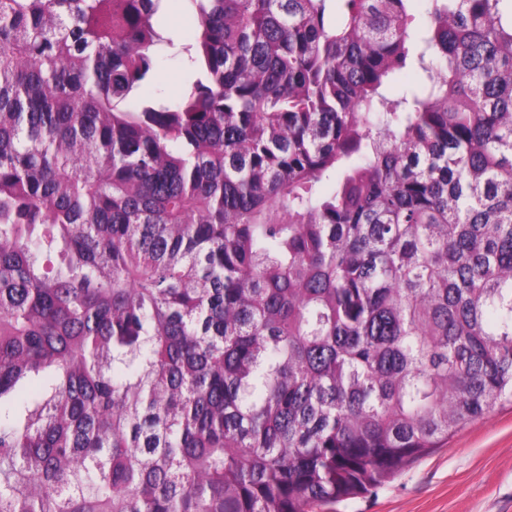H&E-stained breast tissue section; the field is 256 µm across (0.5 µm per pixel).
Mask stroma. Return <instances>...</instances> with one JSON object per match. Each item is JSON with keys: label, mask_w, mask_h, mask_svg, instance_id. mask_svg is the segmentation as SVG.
I'll use <instances>...</instances> for the list:
<instances>
[{"label": "stroma", "mask_w": 512, "mask_h": 512, "mask_svg": "<svg viewBox=\"0 0 512 512\" xmlns=\"http://www.w3.org/2000/svg\"><path fill=\"white\" fill-rule=\"evenodd\" d=\"M191 79L185 58L164 51L158 93L177 96ZM336 512H512V404L459 429L377 493L341 502Z\"/></svg>", "instance_id": "obj_1"}]
</instances>
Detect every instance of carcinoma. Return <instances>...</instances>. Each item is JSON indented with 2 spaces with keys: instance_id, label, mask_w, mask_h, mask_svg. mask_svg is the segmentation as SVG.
<instances>
[{
  "instance_id": "obj_1",
  "label": "carcinoma",
  "mask_w": 512,
  "mask_h": 512,
  "mask_svg": "<svg viewBox=\"0 0 512 512\" xmlns=\"http://www.w3.org/2000/svg\"><path fill=\"white\" fill-rule=\"evenodd\" d=\"M0 0V512H323L512 403V0ZM157 17L166 25L168 32L174 39L182 34L186 25L185 8L182 2H161ZM162 54L156 89L163 97H175L189 86L192 73L183 56L172 55V50H164Z\"/></svg>"
}]
</instances>
